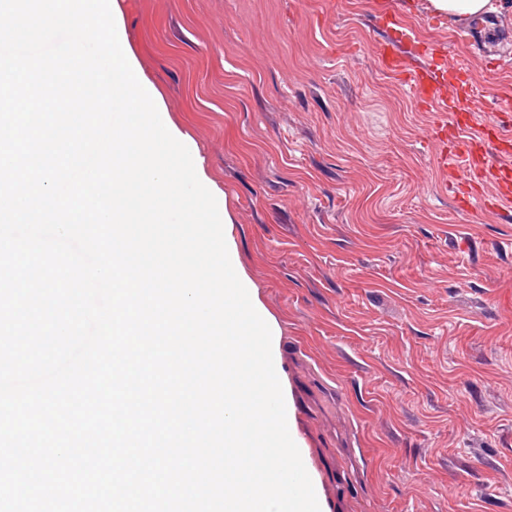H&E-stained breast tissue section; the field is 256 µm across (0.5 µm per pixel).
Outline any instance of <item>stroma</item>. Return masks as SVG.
Returning <instances> with one entry per match:
<instances>
[{
    "label": "stroma",
    "mask_w": 512,
    "mask_h": 512,
    "mask_svg": "<svg viewBox=\"0 0 512 512\" xmlns=\"http://www.w3.org/2000/svg\"><path fill=\"white\" fill-rule=\"evenodd\" d=\"M232 220L320 512H512V211L459 207L384 12L487 72L429 0H116Z\"/></svg>",
    "instance_id": "35a3bbf8"
}]
</instances>
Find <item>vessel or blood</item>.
<instances>
[{"label":"vessel or blood","mask_w":512,"mask_h":512,"mask_svg":"<svg viewBox=\"0 0 512 512\" xmlns=\"http://www.w3.org/2000/svg\"><path fill=\"white\" fill-rule=\"evenodd\" d=\"M390 38L379 47L387 73L406 84L414 98L434 111L437 120L429 138L441 148L439 172L459 200L483 212L512 208V138L502 136L480 116L476 88L464 70L448 69L444 53L422 43L420 65L408 67L401 47L410 33L387 16ZM500 28L496 16L479 17L459 27L457 41L478 45L493 41Z\"/></svg>","instance_id":"vessel-or-blood-1"}]
</instances>
